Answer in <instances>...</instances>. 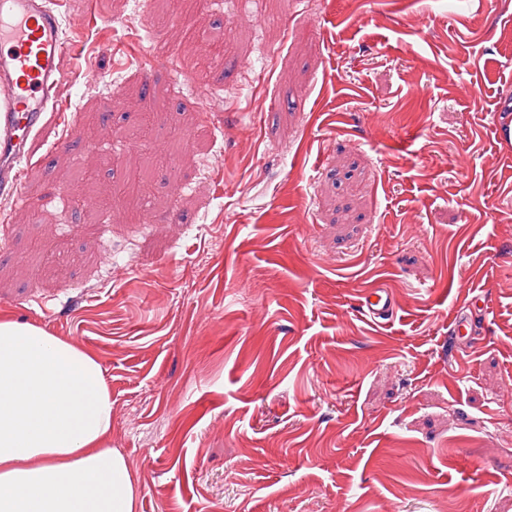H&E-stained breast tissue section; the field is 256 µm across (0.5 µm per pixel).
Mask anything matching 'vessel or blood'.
<instances>
[{
	"instance_id": "vessel-or-blood-1",
	"label": "vessel or blood",
	"mask_w": 512,
	"mask_h": 512,
	"mask_svg": "<svg viewBox=\"0 0 512 512\" xmlns=\"http://www.w3.org/2000/svg\"><path fill=\"white\" fill-rule=\"evenodd\" d=\"M56 0H0V188H17L29 138L56 98L59 60L72 38ZM374 319L391 314L388 292L364 297Z\"/></svg>"
}]
</instances>
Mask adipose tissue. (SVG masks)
Wrapping results in <instances>:
<instances>
[{
	"mask_svg": "<svg viewBox=\"0 0 512 512\" xmlns=\"http://www.w3.org/2000/svg\"><path fill=\"white\" fill-rule=\"evenodd\" d=\"M111 430L112 395L91 354L0 321V512H136Z\"/></svg>",
	"mask_w": 512,
	"mask_h": 512,
	"instance_id": "obj_1",
	"label": "adipose tissue"
}]
</instances>
